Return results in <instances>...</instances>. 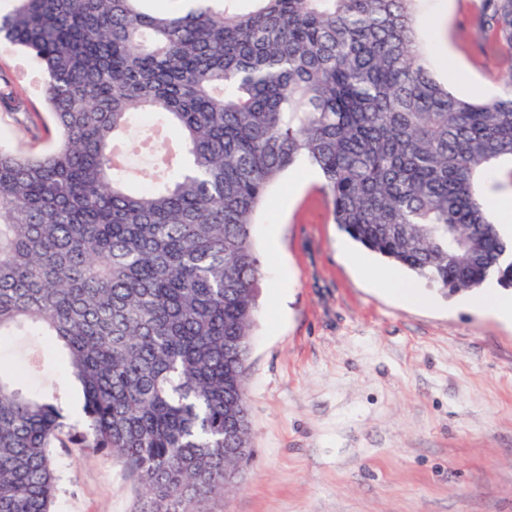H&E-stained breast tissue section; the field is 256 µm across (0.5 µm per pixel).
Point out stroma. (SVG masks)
I'll use <instances>...</instances> for the list:
<instances>
[{"label":"stroma","instance_id":"obj_1","mask_svg":"<svg viewBox=\"0 0 512 512\" xmlns=\"http://www.w3.org/2000/svg\"><path fill=\"white\" fill-rule=\"evenodd\" d=\"M436 78L460 98L503 90L512 60L480 0H419ZM40 68L0 43V77L24 100L0 109V147L37 152L31 117L43 112ZM331 205L292 175L275 183L252 226L262 262L245 387L254 460L207 512H512V327L416 279L421 302L390 294ZM278 251H270V240ZM293 275L282 279L281 264ZM280 310L272 312L271 298ZM57 512H140L142 490L116 457L57 449Z\"/></svg>","mask_w":512,"mask_h":512}]
</instances>
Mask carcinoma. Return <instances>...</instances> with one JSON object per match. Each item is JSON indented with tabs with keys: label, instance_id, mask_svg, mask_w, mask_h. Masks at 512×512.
Masks as SVG:
<instances>
[{
	"label": "carcinoma",
	"instance_id": "carcinoma-1",
	"mask_svg": "<svg viewBox=\"0 0 512 512\" xmlns=\"http://www.w3.org/2000/svg\"><path fill=\"white\" fill-rule=\"evenodd\" d=\"M11 2L0 42L38 61L56 136L0 148V347L51 337L63 386L0 365V512H54L57 447L116 456L141 512H205L251 463V224L299 162L367 249L450 293L512 287L481 191L512 160V69L454 96L418 0ZM481 2L512 59V0ZM0 107H22L7 82ZM135 116L157 135L137 190Z\"/></svg>",
	"mask_w": 512,
	"mask_h": 512
}]
</instances>
